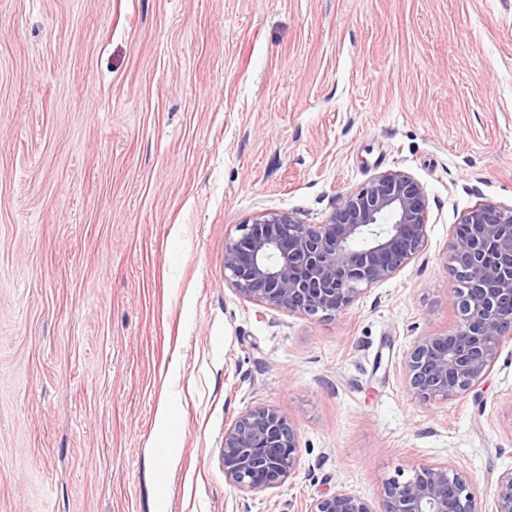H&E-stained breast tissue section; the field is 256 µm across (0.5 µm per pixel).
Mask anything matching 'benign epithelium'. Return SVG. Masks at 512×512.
I'll return each instance as SVG.
<instances>
[{
  "mask_svg": "<svg viewBox=\"0 0 512 512\" xmlns=\"http://www.w3.org/2000/svg\"><path fill=\"white\" fill-rule=\"evenodd\" d=\"M428 209L423 187L393 170L340 199L323 224L289 211H268L239 225L224 245V270L240 297L268 309L312 318L345 311L359 285L394 277L425 247ZM459 320L446 333L418 339L403 362L420 397L453 400L471 390L512 336V208L480 204L454 229L447 250ZM224 476L246 493L282 483L299 463L292 425L270 407L241 415L224 431ZM307 512H374L360 497L337 491ZM380 512H512V469L497 478L493 506L445 463L423 464L383 490Z\"/></svg>",
  "mask_w": 512,
  "mask_h": 512,
  "instance_id": "benign-epithelium-1",
  "label": "benign epithelium"
}]
</instances>
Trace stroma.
<instances>
[{
	"instance_id": "35a3bbf8",
	"label": "stroma",
	"mask_w": 512,
	"mask_h": 512,
	"mask_svg": "<svg viewBox=\"0 0 512 512\" xmlns=\"http://www.w3.org/2000/svg\"><path fill=\"white\" fill-rule=\"evenodd\" d=\"M388 170L428 204L395 277L323 319L231 287L238 225L324 223ZM484 203L512 207V0H0V512H379L434 462L492 499L512 340L452 401L402 373L457 319L451 229ZM264 406L300 462L246 493L224 432ZM307 512H374V510L360 497L347 491H337L313 499Z\"/></svg>"
}]
</instances>
